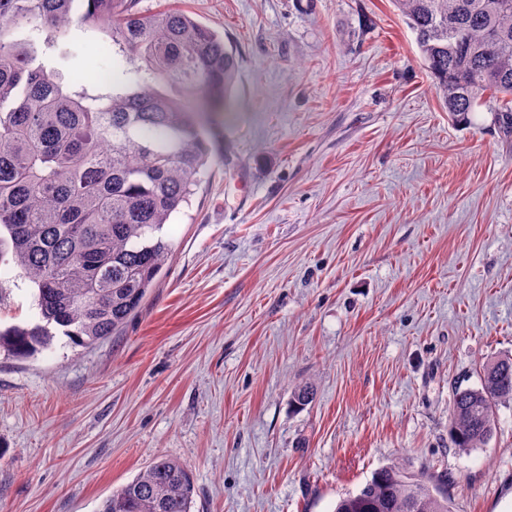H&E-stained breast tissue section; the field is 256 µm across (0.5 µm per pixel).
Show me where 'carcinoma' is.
<instances>
[{"label":"carcinoma","mask_w":512,"mask_h":512,"mask_svg":"<svg viewBox=\"0 0 512 512\" xmlns=\"http://www.w3.org/2000/svg\"><path fill=\"white\" fill-rule=\"evenodd\" d=\"M415 34L448 114L466 124L491 101L512 135V0H391ZM106 36V80L64 81L45 63L71 28ZM239 65L224 37L174 8L140 0H0V246L37 287L39 321L0 329V353L27 359L55 331L92 345L136 314L172 253L162 235L209 161L218 110ZM512 401V357L457 388L449 416L461 452L484 446L494 409ZM192 474L155 458L99 512H190ZM336 512H452L447 491L395 464Z\"/></svg>","instance_id":"carcinoma-1"}]
</instances>
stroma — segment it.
I'll return each instance as SVG.
<instances>
[{"label": "stroma", "mask_w": 512, "mask_h": 512, "mask_svg": "<svg viewBox=\"0 0 512 512\" xmlns=\"http://www.w3.org/2000/svg\"><path fill=\"white\" fill-rule=\"evenodd\" d=\"M178 4L232 46L236 119L137 314L0 355V512H97L158 456L191 512H333L391 462L512 512V402L484 447L448 435L454 385L512 355V137L449 118L391 0ZM68 45L64 77L108 63ZM0 285L1 326L38 320L10 262Z\"/></svg>", "instance_id": "35a3bbf8"}]
</instances>
